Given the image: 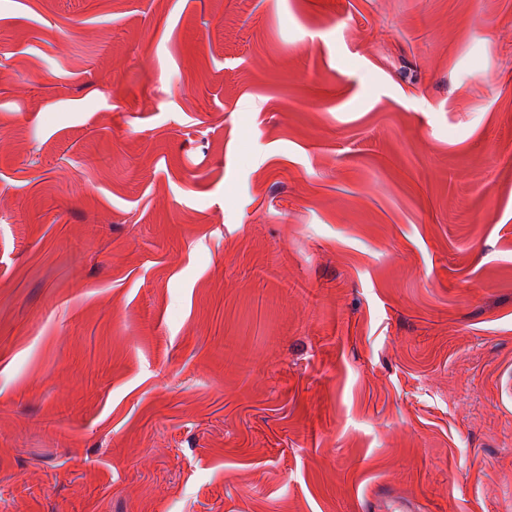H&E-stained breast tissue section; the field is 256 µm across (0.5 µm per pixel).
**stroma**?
<instances>
[{
    "mask_svg": "<svg viewBox=\"0 0 512 512\" xmlns=\"http://www.w3.org/2000/svg\"><path fill=\"white\" fill-rule=\"evenodd\" d=\"M512 512V0H0V512Z\"/></svg>",
    "mask_w": 512,
    "mask_h": 512,
    "instance_id": "35a3bbf8",
    "label": "stroma"
}]
</instances>
